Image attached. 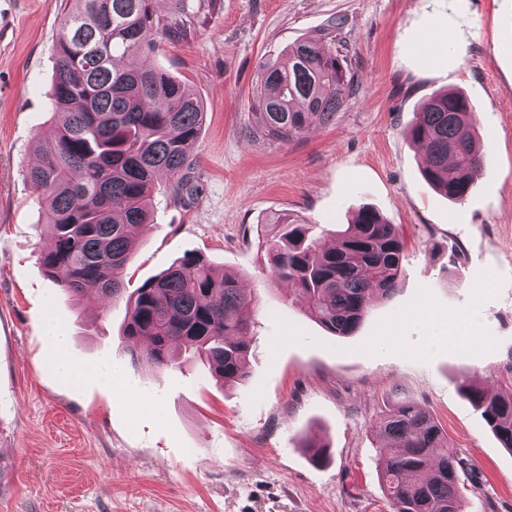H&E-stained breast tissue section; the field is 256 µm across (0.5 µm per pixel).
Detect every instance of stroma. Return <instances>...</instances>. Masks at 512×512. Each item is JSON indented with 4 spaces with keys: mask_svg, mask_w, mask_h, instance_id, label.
I'll return each instance as SVG.
<instances>
[{
    "mask_svg": "<svg viewBox=\"0 0 512 512\" xmlns=\"http://www.w3.org/2000/svg\"><path fill=\"white\" fill-rule=\"evenodd\" d=\"M64 6L0 0V512H388L375 434L407 401L437 419L464 461L467 512H512V451L461 393L512 377V0H223L194 38L159 36L145 50L147 64L202 100L206 120L181 195L156 187L128 286L186 253L236 275L256 298L241 385L198 359L133 361L121 339L125 299L88 315L40 266L50 239L25 175L54 131L48 92ZM334 17L353 94L298 140H252L261 64ZM436 17L458 49L433 66L416 43ZM447 89L471 98L488 149L458 203L423 180L424 154L406 135ZM365 206L405 239L400 285L353 335L336 337L268 281L256 227L287 213L329 241ZM422 304L472 318L489 344L428 343L407 319ZM50 317L75 364L112 363L146 406L132 409L98 379L56 374L43 340ZM312 435L328 448L325 464L301 447Z\"/></svg>",
    "mask_w": 512,
    "mask_h": 512,
    "instance_id": "stroma-1",
    "label": "stroma"
}]
</instances>
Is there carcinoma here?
Returning a JSON list of instances; mask_svg holds the SVG:
<instances>
[{
	"mask_svg": "<svg viewBox=\"0 0 512 512\" xmlns=\"http://www.w3.org/2000/svg\"><path fill=\"white\" fill-rule=\"evenodd\" d=\"M162 18L152 0H71L53 45L49 90L52 137L27 181L45 210L51 246L44 274L73 300L95 288L110 300L127 295L123 339L136 360L175 368L181 356L207 361L224 384L248 376L246 341L254 297L202 257L185 254L126 293L124 270L139 232L154 223L155 183L184 189L189 150L205 117L203 103L175 77L135 61L159 34L187 41L205 27L220 0H169ZM334 18L286 48L287 63L260 66L249 135L288 144L327 125L354 89L347 56L336 50ZM426 155L425 181L462 201L487 152L474 132L471 100L444 91L425 102L407 131ZM269 277L289 286L330 334H354L372 301L398 289L405 242L396 225L363 208L323 244L286 214L265 220ZM502 447L512 450V383L505 392L463 386ZM378 477L391 512H464L461 459L441 425L412 402L385 417L376 432Z\"/></svg>",
	"mask_w": 512,
	"mask_h": 512,
	"instance_id": "1",
	"label": "carcinoma"
}]
</instances>
